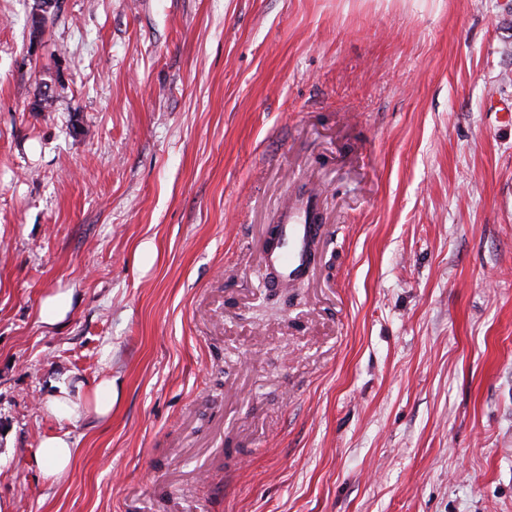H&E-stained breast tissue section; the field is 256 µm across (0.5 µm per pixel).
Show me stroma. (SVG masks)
Here are the masks:
<instances>
[{
	"mask_svg": "<svg viewBox=\"0 0 512 512\" xmlns=\"http://www.w3.org/2000/svg\"><path fill=\"white\" fill-rule=\"evenodd\" d=\"M33 5L0 0V503L512 512V0H58L37 42ZM102 377L110 420L43 411ZM315 211L310 199L301 205L293 204L285 209L281 221V230L288 241V251L272 253L269 263L280 269L288 282H294L303 276L309 267L307 243L317 233ZM72 307V291L59 288L48 293L39 309L40 323L46 327H55L65 321ZM77 448L69 432L45 437L36 452L43 471L47 477L58 479L64 477L74 462ZM36 459V461H38Z\"/></svg>",
	"mask_w": 512,
	"mask_h": 512,
	"instance_id": "obj_1",
	"label": "stroma"
}]
</instances>
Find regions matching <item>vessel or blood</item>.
<instances>
[{
    "label": "vessel or blood",
    "instance_id": "vessel-or-blood-1",
    "mask_svg": "<svg viewBox=\"0 0 512 512\" xmlns=\"http://www.w3.org/2000/svg\"><path fill=\"white\" fill-rule=\"evenodd\" d=\"M281 230L288 242V249L283 253L269 255L268 261L292 282L305 275L309 267L307 243L317 233L312 202L306 201L286 208L282 216Z\"/></svg>",
    "mask_w": 512,
    "mask_h": 512
}]
</instances>
